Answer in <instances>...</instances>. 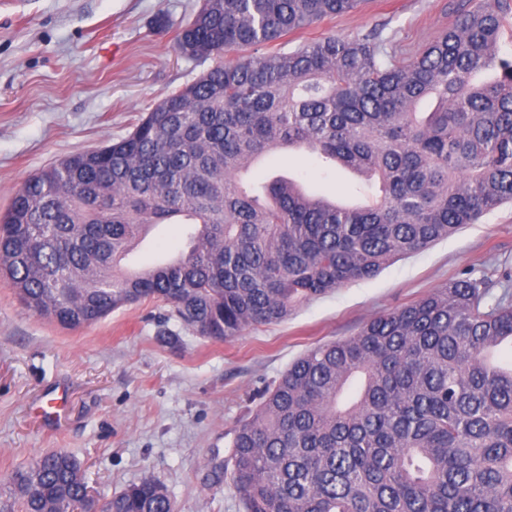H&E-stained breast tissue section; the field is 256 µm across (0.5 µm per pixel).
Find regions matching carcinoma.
Returning <instances> with one entry per match:
<instances>
[{
  "label": "carcinoma",
  "instance_id": "1",
  "mask_svg": "<svg viewBox=\"0 0 512 512\" xmlns=\"http://www.w3.org/2000/svg\"><path fill=\"white\" fill-rule=\"evenodd\" d=\"M359 3L201 0L176 49L215 64L126 137L28 177L0 214V279L64 328L156 299L227 341L512 202V55H500L512 0H461L415 51L380 28L267 51ZM287 149L381 195L239 186ZM174 218L193 225L187 252L121 265ZM498 284L494 296L488 279L452 281L291 363L224 459L243 512H512V272ZM79 469L64 450L43 455L11 475L0 512H89ZM109 509L174 512L151 476Z\"/></svg>",
  "mask_w": 512,
  "mask_h": 512
}]
</instances>
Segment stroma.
<instances>
[{
    "label": "stroma",
    "mask_w": 512,
    "mask_h": 512,
    "mask_svg": "<svg viewBox=\"0 0 512 512\" xmlns=\"http://www.w3.org/2000/svg\"><path fill=\"white\" fill-rule=\"evenodd\" d=\"M199 7L200 0H0V212L28 176L127 136L165 95L210 68L175 48L179 27ZM454 20L448 0H367L287 40L379 28L417 47ZM274 177L352 204L366 200L356 174L323 172L302 154L273 156L238 179L258 194ZM187 232L183 224L152 229L135 263L178 254ZM511 267L507 203L370 279L226 342L186 329L156 301L64 329L30 312L0 280V488L14 470L65 450L100 503L150 475L167 487L176 512H242L213 461L226 456L259 391L310 348L353 335L377 314L458 278L495 280ZM58 393L64 408L46 423L36 408Z\"/></svg>",
    "instance_id": "1"
}]
</instances>
